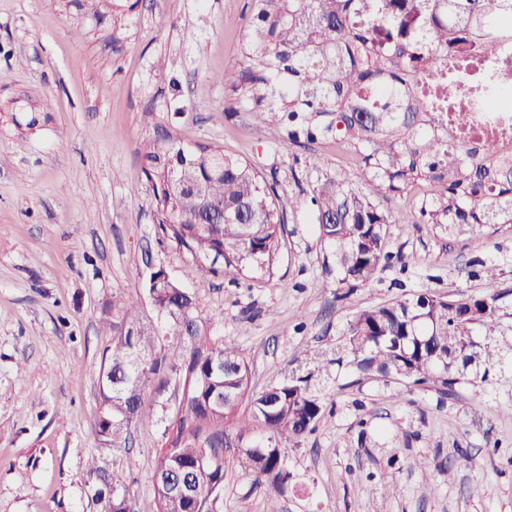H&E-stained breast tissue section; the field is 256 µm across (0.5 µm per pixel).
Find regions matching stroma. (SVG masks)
<instances>
[{
	"label": "stroma",
	"instance_id": "obj_1",
	"mask_svg": "<svg viewBox=\"0 0 512 512\" xmlns=\"http://www.w3.org/2000/svg\"><path fill=\"white\" fill-rule=\"evenodd\" d=\"M248 2L122 0L116 14L96 0H0V512H104L115 497L158 512L152 475L175 378L146 390L152 415L126 441L98 433L102 311L146 299L152 264L196 297L214 339L241 349L251 393L299 369L325 407L286 449L288 493L230 466L223 512H512V367L491 368L476 408L470 385L448 398L338 359L360 310L480 293L484 261L503 269L500 333L511 336L512 225L454 236L417 219L387 225V267L341 284L310 197L326 178L358 180V167L332 141L271 139L224 99L218 77L238 62ZM158 120L275 186L284 222L271 271L188 277L193 259L163 240L142 171ZM313 153L322 170L305 164Z\"/></svg>",
	"mask_w": 512,
	"mask_h": 512
}]
</instances>
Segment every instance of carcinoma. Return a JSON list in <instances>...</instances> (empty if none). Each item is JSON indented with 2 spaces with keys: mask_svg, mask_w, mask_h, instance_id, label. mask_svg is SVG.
I'll list each match as a JSON object with an SVG mask.
<instances>
[{
  "mask_svg": "<svg viewBox=\"0 0 512 512\" xmlns=\"http://www.w3.org/2000/svg\"><path fill=\"white\" fill-rule=\"evenodd\" d=\"M240 64L224 71V90L271 136L288 142L331 140L357 158L360 180L328 179L310 199L320 236L351 287L373 281L392 259L384 232L408 216H387L371 197L425 190L415 210L448 233L512 224V145L504 141L512 105L509 65L512 0H249ZM452 55L448 87L464 106L443 123L430 96L415 90L440 55ZM469 112L483 118L482 163L475 165L453 132ZM161 230L196 262L186 275L270 269L284 223L275 188L250 163L210 146L187 147L167 135L143 156ZM222 255L224 267L206 264ZM500 272L483 264V292L459 298L418 294L360 311L343 353L359 372L430 384L446 396L467 382L479 400L486 372L512 340L495 335L503 316ZM129 300L99 375V435L109 442L148 416L147 385L164 373L181 388L155 468L160 512H221L224 451L252 485L284 494L292 484L284 441L297 445L322 417L308 380L295 373L249 394L250 367L239 347L211 337L210 318L168 273ZM484 341H478L479 335ZM250 413L240 415L245 397ZM193 469L196 495L173 492L163 476Z\"/></svg>",
  "mask_w": 512,
  "mask_h": 512,
  "instance_id": "carcinoma-1",
  "label": "carcinoma"
}]
</instances>
